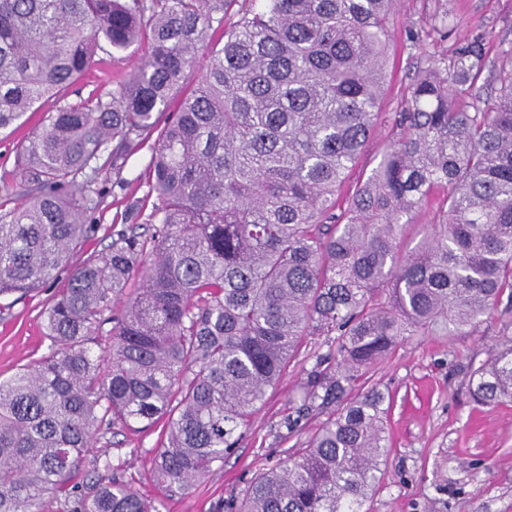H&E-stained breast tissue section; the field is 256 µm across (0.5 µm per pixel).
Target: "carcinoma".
<instances>
[{
    "label": "carcinoma",
    "instance_id": "1",
    "mask_svg": "<svg viewBox=\"0 0 512 512\" xmlns=\"http://www.w3.org/2000/svg\"><path fill=\"white\" fill-rule=\"evenodd\" d=\"M235 3L0 0V131L45 109L0 187V295L66 274L44 312L49 352L0 381V512L58 493L69 512H152L110 473L74 479L97 432L134 424L164 423L153 477L189 493L315 335L335 336L339 362L316 363L288 425L337 409L237 512H360L388 448L386 397L353 393L358 372L512 298V49L483 107L460 88L485 68L484 35L422 70L400 133L343 198L384 94L394 0H261L228 29ZM135 46L134 70L82 95L100 54ZM146 146L145 232L75 260L108 177ZM428 206L439 222L402 250ZM470 382L480 405L512 402V344Z\"/></svg>",
    "mask_w": 512,
    "mask_h": 512
}]
</instances>
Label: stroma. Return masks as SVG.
I'll use <instances>...</instances> for the list:
<instances>
[{"label":"stroma","mask_w":512,"mask_h":512,"mask_svg":"<svg viewBox=\"0 0 512 512\" xmlns=\"http://www.w3.org/2000/svg\"><path fill=\"white\" fill-rule=\"evenodd\" d=\"M443 18L452 28L445 39L433 30ZM476 33L486 37V67L463 95L487 99L497 93L502 55L512 48V0H396L385 95L375 130L345 189H352L380 161L419 71L450 58L456 44ZM149 157L148 151H140L120 173L111 174L96 232L84 253L110 244L114 228L138 224L129 207L145 194L137 178ZM52 295V289L43 288L24 296H0L1 380L48 353L44 310ZM510 322L512 300L505 298L476 330L406 338L358 377V387L373 386L386 396L390 448L380 484L361 512H512V402L481 406L469 390L472 369L500 347L503 327ZM320 358L335 367L332 337H307L287 373L268 389L235 453L190 494L165 499L158 491L152 467L164 438L159 425L98 433L83 471L111 465L114 474L154 501L159 512H228V503L244 496L256 473L284 460L325 421L326 412L316 411L297 427L287 424L293 402Z\"/></svg>","instance_id":"35a3bbf8"}]
</instances>
